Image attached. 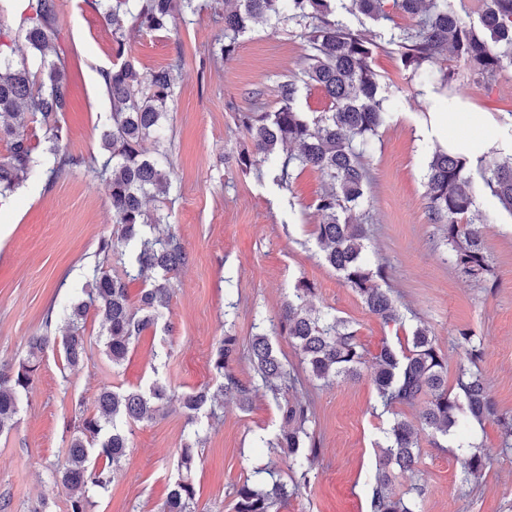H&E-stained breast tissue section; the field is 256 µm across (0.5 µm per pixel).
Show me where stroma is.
I'll return each mask as SVG.
<instances>
[{"label":"stroma","mask_w":512,"mask_h":512,"mask_svg":"<svg viewBox=\"0 0 512 512\" xmlns=\"http://www.w3.org/2000/svg\"><path fill=\"white\" fill-rule=\"evenodd\" d=\"M59 10L71 87L60 120L71 152L85 161L100 154V132L111 112L100 72L115 59L112 31L86 0H59ZM336 18L374 44L372 67L383 93L399 102L364 159L370 257L386 267L387 286L409 323L429 327L448 356L449 374H456L464 356L461 333H473L489 393L499 412L512 414V215L474 181L493 275L462 274L450 260L442 225L427 208V162L439 143L429 115L439 111L443 96L439 85L413 78L392 42L394 32L413 20L395 11L376 23L345 4L337 6ZM223 41L224 21L210 8L175 31L127 36L126 53L143 70L185 56L165 131L174 176L162 206L188 255L163 316L172 329L144 332L117 368L100 351L96 318L85 324L91 345L84 366L66 368L60 339L50 341L33 388L21 397L14 429L0 436V500H9L8 512H34L44 497L52 512H68V492L55 484L48 466L65 459L76 404L93 408L102 388H144L159 379L179 394L217 390L224 380L210 358L227 332L239 340L236 376L254 380L249 340L270 331L298 280L313 285L316 309L350 321L370 353L396 339V326L377 320L322 258L313 235L321 220L315 201L326 189L321 174L295 171L284 188L277 160L259 162L247 173L236 163L239 152L252 148L237 115L250 111L255 92L266 110L277 109L278 83L299 74L307 51L300 27L252 23L226 61L214 57ZM432 66L454 72L460 111L490 117L502 139L512 141V67L480 79L447 51ZM113 229L105 189L84 163L51 186L45 176L32 175L0 203V364L14 367L26 358L30 337L43 333L47 311H55L54 324L62 326L63 309L81 297L99 243ZM273 343L288 368L302 374L288 397L312 403L320 448L309 483L278 512H369L377 444L394 417L413 418L414 409L383 412L367 375L323 384L303 374L287 337ZM222 401V417L203 414L193 425L175 401L153 419L132 424L125 458L108 489L89 492L87 512H160L177 476L181 444L194 428L203 438L190 472L194 512H233L236 486L247 478L264 482L269 470L290 481L283 457L265 445L283 424L275 401L260 396L244 408L231 393ZM470 434L490 451L478 479L462 484L455 439L437 446L425 436L417 475L399 476L396 489L420 484L421 512H512V453L499 451L501 427L474 424Z\"/></svg>","instance_id":"obj_1"}]
</instances>
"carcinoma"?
I'll list each match as a JSON object with an SVG mask.
<instances>
[{
    "mask_svg": "<svg viewBox=\"0 0 512 512\" xmlns=\"http://www.w3.org/2000/svg\"><path fill=\"white\" fill-rule=\"evenodd\" d=\"M112 30L116 61L101 72L112 103L110 122L100 134L102 159L92 158L89 168L103 182L117 224L114 235L99 243L98 261L90 275L84 298L70 307L65 318L61 345L66 367L77 368L87 358L85 322L99 319L104 354L118 367L131 347L147 329L158 324L168 308L171 280L186 262V252L173 233L152 234L168 217L152 212L147 202L167 196L172 184L167 151L146 156L143 141L161 132L173 97L182 57L165 66L143 72L125 56V34L169 32L177 28L184 14L207 6V0H87ZM337 0H224V44L221 57L230 59L239 35L258 20L276 18L304 26L308 53L302 77L278 84L279 107L267 112L254 93L255 109L238 113V121L249 133L253 151L241 152L238 167L247 172L259 157L282 156L279 182L288 185L296 169L311 168L328 182V189L316 200L321 223L315 236L323 260L333 268L384 324L405 325L390 289L382 287L386 272L367 257L366 235L356 218L355 208L367 198L362 157L371 147L391 113L384 107L378 75L371 67L370 42L332 20ZM351 10L371 19H390L386 0H348ZM392 9L417 18L412 28L395 36L405 67L422 82L440 81L451 87L454 73L438 76L429 67L443 50L462 57L470 72L489 77L504 64L512 65V0H482L479 27L468 24L451 0H391ZM59 35L58 0H22L17 28L0 24V141L8 154L0 158V198L15 191L29 174L43 165L42 155L52 156L45 170L48 181L85 163L69 150V135L61 124L70 95L65 59L57 51ZM22 38L40 56L33 70L11 57L15 40ZM320 88L332 107L314 118L295 106L299 83ZM477 171L490 194L512 215V157L477 162ZM428 209L432 220L445 225L456 266L465 275L481 277L489 272L488 256L479 220L477 202L471 189L470 168L445 150H436L427 164ZM133 246L130 268L110 271L114 255H125ZM143 279L138 302H132L128 281ZM313 288L297 281L292 298L279 316L280 333L288 336L301 355L311 377L324 382L353 379L372 364L371 378L380 404L389 411L422 405L415 420L397 418L385 431L370 490V512H419L415 500L396 493L392 477L396 471L414 473L419 463V434L428 432L432 441L454 435L464 423L461 413L483 424L495 420L502 426L501 451H512V415H500L484 379L476 369L480 346L473 336L461 334L466 359L460 362L456 387L448 388V357L425 325L414 326L405 341L393 345L383 341L371 356L357 330L343 319L322 313L309 304ZM48 337L35 336L27 358L13 369L0 368V436L13 428L19 411V397L28 393L40 366ZM238 352V338L231 334L216 347L212 367L224 375V390L236 394L247 407L258 395L277 401L293 388L296 379L286 369L270 337L257 333L250 339V357L261 383L246 384L232 371ZM171 399V386L159 379L146 388L104 389L96 412L78 410L79 422L72 435L64 465H49L55 482L68 491V512H87L88 492L106 489L111 471L99 466L105 459L112 466L121 463L129 448L126 427L151 419ZM220 394L200 390L186 393L180 403L189 423L205 407L215 414ZM283 427L267 447L288 459L295 484L309 483V473L319 448L310 424L314 410L308 401L279 405ZM198 435L185 438L178 468L191 470ZM463 481L481 475L487 449L466 439L461 442ZM196 491L190 478L179 475L169 490L161 512H193ZM288 484L279 479L258 488L246 479L236 491L235 512H277L288 501Z\"/></svg>",
    "mask_w": 512,
    "mask_h": 512,
    "instance_id": "obj_1",
    "label": "carcinoma"
}]
</instances>
